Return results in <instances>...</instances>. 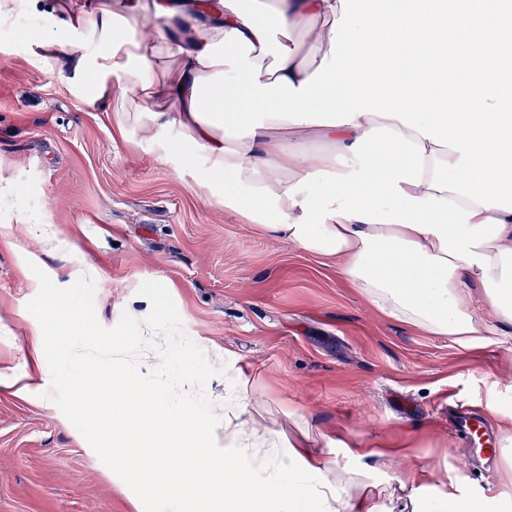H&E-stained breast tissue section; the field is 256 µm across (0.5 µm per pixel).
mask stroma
I'll return each mask as SVG.
<instances>
[{
	"mask_svg": "<svg viewBox=\"0 0 512 512\" xmlns=\"http://www.w3.org/2000/svg\"><path fill=\"white\" fill-rule=\"evenodd\" d=\"M67 67L48 68L35 40L0 26V177L20 210L0 206V512H144L49 398L8 381L25 370L41 268L60 287L92 275L107 328L149 312L142 282L169 291L189 336L251 368L250 394L283 427L303 418L323 460L348 462L331 438L399 447L375 474L376 512L408 467L440 469L473 512L512 500L501 464L486 467L448 428L445 404L481 410L512 433V329L479 346L430 336L369 305L335 265L254 232L204 188L199 152L166 156L137 130L120 136L111 101L77 97ZM66 228L77 252L51 251L25 216Z\"/></svg>",
	"mask_w": 512,
	"mask_h": 512,
	"instance_id": "stroma-1",
	"label": "stroma"
}]
</instances>
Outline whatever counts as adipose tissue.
<instances>
[{"instance_id":"obj_1","label":"adipose tissue","mask_w":512,"mask_h":512,"mask_svg":"<svg viewBox=\"0 0 512 512\" xmlns=\"http://www.w3.org/2000/svg\"><path fill=\"white\" fill-rule=\"evenodd\" d=\"M47 18L45 66L70 46L69 84L111 100L120 129L201 152V183L259 233L335 262L363 299L432 336L481 343L512 328V0H0ZM166 29L156 39V29ZM321 59L311 66L308 51ZM180 136L168 137L171 129ZM223 418L189 402L168 411L170 474L131 444L102 453L144 467L156 493L195 512H376L366 489L389 453L325 461L303 424L259 417L243 369ZM224 430V448L211 444ZM207 461L211 477L195 471ZM397 512H469L436 490L432 466L398 476ZM244 486L248 494L231 497Z\"/></svg>"}]
</instances>
